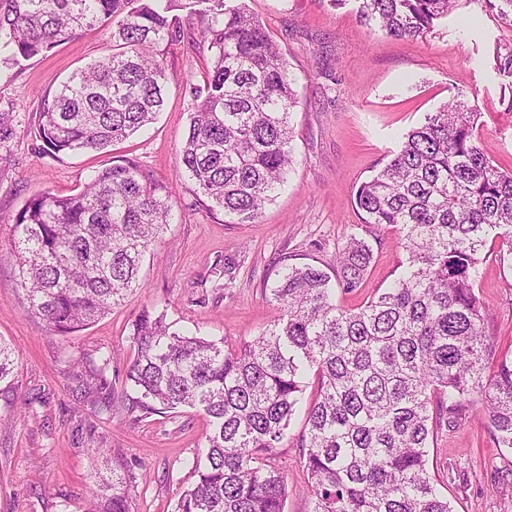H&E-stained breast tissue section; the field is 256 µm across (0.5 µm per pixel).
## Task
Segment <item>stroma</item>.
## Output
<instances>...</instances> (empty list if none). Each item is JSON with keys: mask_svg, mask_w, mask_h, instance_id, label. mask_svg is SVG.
<instances>
[{"mask_svg": "<svg viewBox=\"0 0 512 512\" xmlns=\"http://www.w3.org/2000/svg\"><path fill=\"white\" fill-rule=\"evenodd\" d=\"M247 5L298 78L294 164L284 189L252 224L225 223L223 212L178 175L193 107L189 87L202 85L210 59L196 42L193 0L172 2L181 30L161 45L167 98L155 123L105 150L51 157L33 125L52 80L111 53L109 30L88 29L21 65H0V113L11 128L0 141V341L15 353L12 376L0 382V411L25 406L0 424V512H91L98 475L116 458L130 475L132 512H174L195 480L188 461L208 428L203 413L141 418L123 409L111 419L97 416L60 361L62 350L89 356L112 349L109 376L118 390L135 353L132 324L144 307L165 312L177 329L221 336L232 347L252 340L275 315L276 271L294 263L334 268L346 235L361 222L358 186L456 92L482 114L483 152L512 168V78L496 60L497 49L512 42V25L483 0H458L416 40L365 25L355 0ZM121 156L172 188L175 218L144 257L142 289L89 327L56 334L27 311L7 233L31 197L76 193L90 171ZM371 243L373 264L362 287L336 294L344 308L359 307L399 274L404 252L394 228L375 227ZM476 292L494 341L512 347V270L500 261L498 240L487 243ZM429 459L448 478L442 492L455 512H512V450L495 447L481 415L440 432ZM276 465L288 483L285 512H310L300 449H281Z\"/></svg>", "mask_w": 512, "mask_h": 512, "instance_id": "obj_1", "label": "stroma"}]
</instances>
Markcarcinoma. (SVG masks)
Returning <instances> with one entry per match:
<instances>
[{
  "instance_id": "carcinoma-1",
  "label": "carcinoma",
  "mask_w": 512,
  "mask_h": 512,
  "mask_svg": "<svg viewBox=\"0 0 512 512\" xmlns=\"http://www.w3.org/2000/svg\"><path fill=\"white\" fill-rule=\"evenodd\" d=\"M361 21L417 39L456 0H359ZM201 38L212 53L180 167L228 224L256 222L293 163L297 77L246 4L207 0ZM170 0H0V64L18 65L79 32L112 27V53L56 80L36 132L53 157L106 149L153 123L166 96L160 44L173 35ZM481 113L459 93L411 129L397 153L357 189L360 230L334 274L288 264L270 289L274 320L236 348L184 334L146 309L120 395L112 350L73 373L100 414L126 403L142 415L185 407L209 418L192 461L196 480L175 512H284L287 481L274 465L310 377L317 397L298 436L312 512H454L431 472L429 448L475 413L512 450V352L489 334L475 293L495 233L512 270V170L478 145ZM172 191L123 157L74 194L45 192L16 215L8 242L30 311L72 333L140 287L139 269L171 224ZM398 233L405 262L393 284L355 310L336 288L361 287L372 228ZM126 465L92 512H131Z\"/></svg>"
}]
</instances>
